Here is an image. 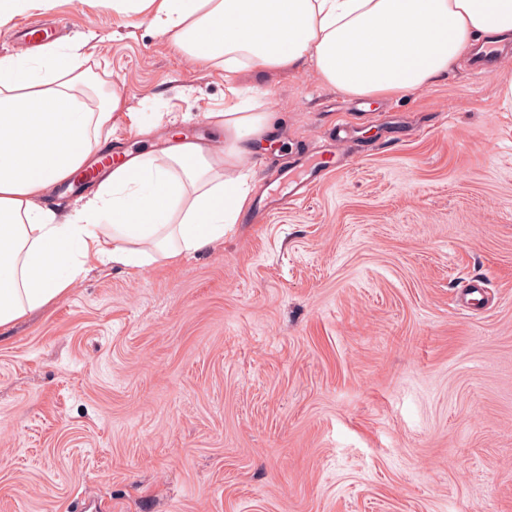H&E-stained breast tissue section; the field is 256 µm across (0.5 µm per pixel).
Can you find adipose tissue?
Returning a JSON list of instances; mask_svg holds the SVG:
<instances>
[{
    "instance_id": "adipose-tissue-1",
    "label": "adipose tissue",
    "mask_w": 512,
    "mask_h": 512,
    "mask_svg": "<svg viewBox=\"0 0 512 512\" xmlns=\"http://www.w3.org/2000/svg\"><path fill=\"white\" fill-rule=\"evenodd\" d=\"M139 16L188 60L222 68L224 108L207 113L223 148L177 134L169 147L106 170L81 211L42 203L102 153L120 92L85 100L94 81L80 45L0 57V338L61 298L98 261L141 269L199 253L240 222V167L272 115L242 99L243 72L312 65L354 98L402 96L446 77L466 51L512 37V0H105Z\"/></svg>"
}]
</instances>
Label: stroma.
Segmentation results:
<instances>
[{"instance_id": "1", "label": "stroma", "mask_w": 512, "mask_h": 512, "mask_svg": "<svg viewBox=\"0 0 512 512\" xmlns=\"http://www.w3.org/2000/svg\"><path fill=\"white\" fill-rule=\"evenodd\" d=\"M52 13L127 100L113 156L211 137L223 70L99 0ZM473 66L363 100L240 76L281 116L252 192L316 147L346 166L205 252L91 266L1 339L0 512H512V51Z\"/></svg>"}]
</instances>
